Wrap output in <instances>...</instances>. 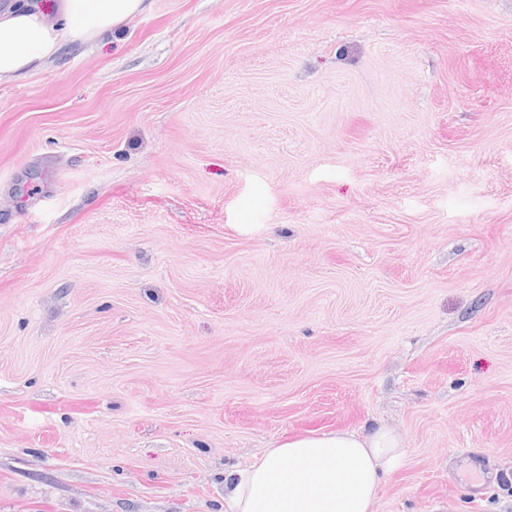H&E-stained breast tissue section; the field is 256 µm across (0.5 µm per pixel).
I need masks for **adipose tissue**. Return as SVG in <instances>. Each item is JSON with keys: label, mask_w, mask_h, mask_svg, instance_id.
I'll return each instance as SVG.
<instances>
[{"label": "adipose tissue", "mask_w": 512, "mask_h": 512, "mask_svg": "<svg viewBox=\"0 0 512 512\" xmlns=\"http://www.w3.org/2000/svg\"><path fill=\"white\" fill-rule=\"evenodd\" d=\"M150 9L148 0H10L0 8V80L36 72L65 46L93 44ZM404 440L376 425L297 437L224 476V512H375Z\"/></svg>", "instance_id": "1"}]
</instances>
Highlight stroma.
I'll return each mask as SVG.
<instances>
[{
  "label": "stroma",
  "mask_w": 512,
  "mask_h": 512,
  "mask_svg": "<svg viewBox=\"0 0 512 512\" xmlns=\"http://www.w3.org/2000/svg\"><path fill=\"white\" fill-rule=\"evenodd\" d=\"M372 424L376 512H512V0H151L0 81V512Z\"/></svg>",
  "instance_id": "obj_1"
}]
</instances>
